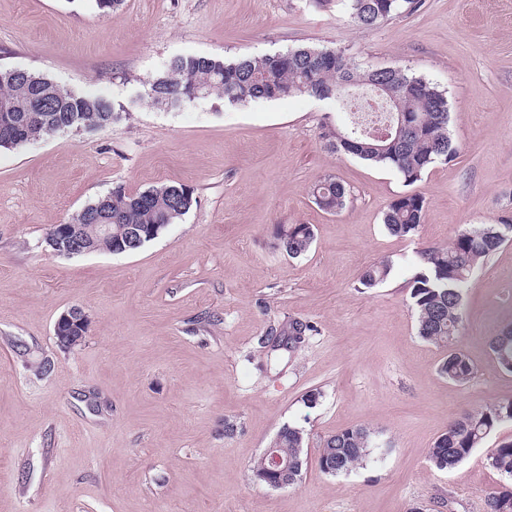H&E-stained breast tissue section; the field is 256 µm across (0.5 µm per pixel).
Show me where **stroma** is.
<instances>
[{
    "label": "stroma",
    "instance_id": "1",
    "mask_svg": "<svg viewBox=\"0 0 512 512\" xmlns=\"http://www.w3.org/2000/svg\"><path fill=\"white\" fill-rule=\"evenodd\" d=\"M335 46L360 67H400L448 99L451 161L414 186L413 237L391 235L392 169L326 147L333 102L301 96L153 106L144 83L179 55L231 58ZM0 67L28 68L108 98L119 121L0 150V512H484L505 479L487 453L501 423L447 472L428 452L467 410L512 400L487 340L512 321V243L473 275L460 344L477 368L458 386L417 335L410 281L420 248L512 217V0H420L365 29L346 0H0ZM350 191L328 213L312 185ZM184 185L196 201L133 253L64 257L45 238L115 185ZM277 224H310L298 259ZM389 278L361 289L366 266ZM72 308L90 324L61 349ZM310 323L298 348L267 354L269 328ZM321 398L306 407L310 390ZM304 429L299 482L271 489L250 467L284 425ZM365 425L374 461L331 476L327 435ZM89 326L88 316L78 308H72L61 314L54 325V337L58 345H69L74 348L81 344L87 334ZM77 344V345H76Z\"/></svg>",
    "mask_w": 512,
    "mask_h": 512
}]
</instances>
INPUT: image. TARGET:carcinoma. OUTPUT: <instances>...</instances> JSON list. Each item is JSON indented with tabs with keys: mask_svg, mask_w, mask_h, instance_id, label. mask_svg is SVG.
<instances>
[{
	"mask_svg": "<svg viewBox=\"0 0 512 512\" xmlns=\"http://www.w3.org/2000/svg\"><path fill=\"white\" fill-rule=\"evenodd\" d=\"M353 21L373 28L396 14L403 5L417 0H348ZM411 92H406L407 86ZM151 104L176 108L197 94L217 97L232 105L257 100H276L307 95L340 104L348 100L353 87H369L372 98L389 112L386 120L332 128L323 125L329 148L373 165L393 169L405 185L412 186L437 163L456 155L448 132V99L428 81L401 68H361L340 48L300 47L264 54L243 55L232 60L213 56H181L169 62L155 78L145 83ZM408 120L399 124V116ZM121 118L112 102L102 96L78 93L52 78L27 68L0 69V148L12 149L49 135V129L97 130ZM315 204L326 212L342 209L349 191L334 180L317 181L311 189ZM195 203L193 190L184 185L154 186L130 192L118 184L112 198L101 196L73 218L80 225L95 252L108 243L97 237L96 226L112 225V237L120 229L154 228L163 233ZM425 197L408 192L394 198L384 213L387 231L397 237H411L423 224ZM277 247L295 259L306 254L314 241L311 224H276ZM512 240V219L460 231L445 246H429L416 252V267L410 282L411 305L416 312L418 336L445 351L438 374L455 384L474 378L476 366L459 346L464 292L475 270L504 243ZM392 265L375 262L364 270L360 284L369 289L385 282ZM491 354L500 369L512 373V324L489 337ZM512 421V401L496 402L470 410L449 422L429 449L431 465L448 471L481 447L503 422ZM306 434L300 427L283 426L274 447L301 476ZM375 432L358 425L323 439L318 464L325 474L337 476L356 470L373 458ZM488 464L512 480V441L490 449ZM485 512H512V486L488 492Z\"/></svg>",
	"mask_w": 512,
	"mask_h": 512,
	"instance_id": "carcinoma-1",
	"label": "carcinoma"
}]
</instances>
